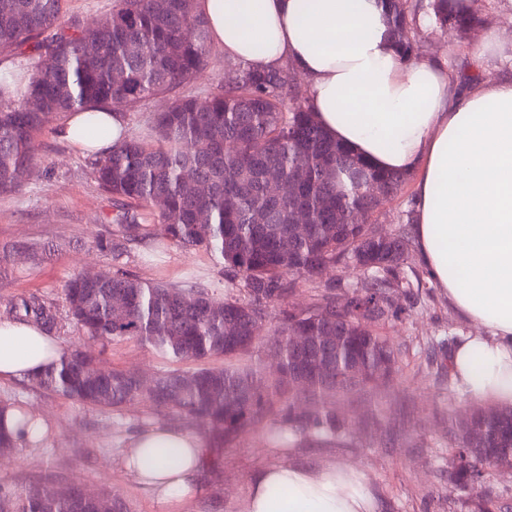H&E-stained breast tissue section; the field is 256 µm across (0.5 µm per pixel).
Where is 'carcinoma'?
<instances>
[{
	"label": "carcinoma",
	"instance_id": "carcinoma-1",
	"mask_svg": "<svg viewBox=\"0 0 512 512\" xmlns=\"http://www.w3.org/2000/svg\"><path fill=\"white\" fill-rule=\"evenodd\" d=\"M480 0H378L400 60L419 54L417 15L432 12L441 26L465 32L482 23ZM65 0H0V54L27 48L37 58L31 72L0 74V193L12 192L36 161L37 136L52 119L89 117L120 98L129 103L188 84L207 63L209 39L194 0H115L112 11L73 31L63 26ZM123 80L114 82V74ZM282 70L258 72L238 65L233 82L203 97L184 96L150 116L155 138L131 135L100 156L94 167L100 189L133 211L118 218L121 234L98 242L112 265L96 281L78 275L64 288L72 321L88 343L133 340L160 356L194 368L155 377L152 392L128 370L97 368L94 354L65 347L58 362L31 380L33 387L83 406L120 410L144 403L184 415L211 432L213 444L232 443L279 404V430L300 438L337 439L336 408L314 415L302 410L294 373L305 367L311 395L336 393L388 379L394 350L371 324L389 314L388 291L399 287L410 253L401 230L377 236L371 218L398 196L409 176L380 173L332 139L308 106L288 99ZM40 103L37 112L28 102ZM194 172L200 187L183 182ZM294 181L280 198L268 190L271 174ZM378 185L381 197L363 183ZM161 222L165 237L188 250H205L224 264V298L196 281L168 286L135 278L125 269L128 245L153 237L138 210ZM306 217L302 231L293 215ZM328 265L352 266L363 281L342 305L323 295L312 306L288 307L296 284ZM281 305L271 346L281 365L264 388L251 389L257 370L237 360L262 344L272 303ZM10 312L48 331L58 326L54 307L37 294L10 304ZM310 339L298 354L289 336ZM341 336V350L323 337ZM224 357V365L211 366ZM470 438L459 428L448 480L482 488L486 470L512 464V408L476 409ZM0 512H79L75 499L50 498L39 483L19 494L0 492ZM85 512H129L124 500L103 494Z\"/></svg>",
	"mask_w": 512,
	"mask_h": 512
}]
</instances>
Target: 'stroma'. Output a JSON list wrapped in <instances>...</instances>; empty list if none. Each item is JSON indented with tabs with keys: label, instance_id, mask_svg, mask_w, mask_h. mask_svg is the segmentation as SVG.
Segmentation results:
<instances>
[{
	"label": "stroma",
	"instance_id": "35a3bbf8",
	"mask_svg": "<svg viewBox=\"0 0 512 512\" xmlns=\"http://www.w3.org/2000/svg\"><path fill=\"white\" fill-rule=\"evenodd\" d=\"M485 23L467 33L431 24L419 27L420 58L446 61L451 74L479 73L493 79L512 72V0H482ZM496 35L507 46V59L481 56V44ZM207 66L176 92L124 104L130 132L152 138L148 120L176 96L206 95L222 89L235 65L217 46L206 48ZM61 121L50 122L39 138L37 159L18 191L0 195V247L12 252L0 262V317H8L11 300L36 293L50 302L65 324L61 346L79 344V331L67 319L63 288L76 275L107 269L109 259L96 239L117 233L122 203L105 195L94 176V158L63 140ZM414 187L387 203L373 218L379 230L394 233L414 226ZM47 247L46 255L28 252L30 244ZM127 268L137 278L181 285L189 274L216 298L224 296V268L203 250H184L156 238L150 255L131 251ZM405 277L409 287L391 289L393 315L375 323L393 347L398 368L385 382L336 393L331 401L344 429L339 440L297 439L288 451L278 448L272 421L246 429L219 451L220 465L203 474L199 496L182 512H241L248 484L263 467L295 459L306 463L350 465L362 472L375 512H479L482 499L448 483L449 450L458 442L456 426L477 403L460 393L449 369L456 341L471 328L449 306L411 251ZM361 282L360 273L344 265L326 267L313 282H300L288 303L303 308L321 294L346 302ZM103 369L141 371L148 375L171 363L133 341H114L99 357ZM22 406L43 417L47 436L36 447L0 459V490L15 493L32 482L44 488L78 484L127 501L132 512H163L121 469L119 456L129 437L144 426L175 424L200 431L198 422L157 413L144 404L119 411L84 408L65 398L33 389L27 383H0V405Z\"/></svg>",
	"mask_w": 512,
	"mask_h": 512
}]
</instances>
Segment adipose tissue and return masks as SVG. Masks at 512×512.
<instances>
[{
    "label": "adipose tissue",
    "instance_id": "1",
    "mask_svg": "<svg viewBox=\"0 0 512 512\" xmlns=\"http://www.w3.org/2000/svg\"><path fill=\"white\" fill-rule=\"evenodd\" d=\"M226 58L304 78L319 125L373 168L414 179V236L430 280L475 325L450 355L458 389L512 406V75L461 86L442 61L403 63L377 0H198ZM97 155L128 136L124 113L84 115L60 131ZM60 344L33 322L0 319V382L55 364ZM204 441L149 425L120 465L160 504L200 490ZM360 471L288 462L261 469L242 512H374Z\"/></svg>",
    "mask_w": 512,
    "mask_h": 512
}]
</instances>
